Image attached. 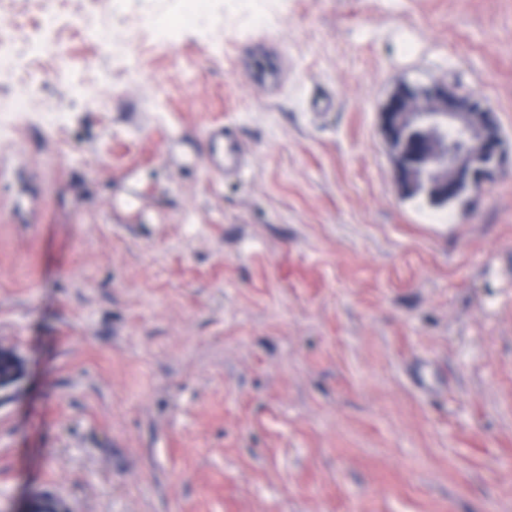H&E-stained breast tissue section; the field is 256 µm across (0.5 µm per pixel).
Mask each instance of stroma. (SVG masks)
Segmentation results:
<instances>
[{
	"mask_svg": "<svg viewBox=\"0 0 512 512\" xmlns=\"http://www.w3.org/2000/svg\"><path fill=\"white\" fill-rule=\"evenodd\" d=\"M107 7L163 27L109 54ZM182 9L0 0L38 81L0 111V512H512V0ZM439 80L506 154L441 208L382 127ZM208 160L219 174H238L248 164L235 130L229 126L217 127L208 134Z\"/></svg>",
	"mask_w": 512,
	"mask_h": 512,
	"instance_id": "35a3bbf8",
	"label": "stroma"
}]
</instances>
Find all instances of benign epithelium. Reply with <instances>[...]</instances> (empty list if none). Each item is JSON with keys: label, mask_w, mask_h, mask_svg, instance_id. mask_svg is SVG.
Instances as JSON below:
<instances>
[{"label": "benign epithelium", "mask_w": 512, "mask_h": 512, "mask_svg": "<svg viewBox=\"0 0 512 512\" xmlns=\"http://www.w3.org/2000/svg\"><path fill=\"white\" fill-rule=\"evenodd\" d=\"M473 108L478 109V119L491 131L485 149L475 153L465 148L449 149L448 135L466 140L460 113ZM382 121L391 142L414 131L434 146L413 159L400 158L397 174L401 181L425 182L438 186L444 194L465 195L479 188L503 164L500 135L491 113L476 99L457 98L442 82L424 87L421 95L413 86H402L388 101Z\"/></svg>", "instance_id": "benign-epithelium-1"}]
</instances>
